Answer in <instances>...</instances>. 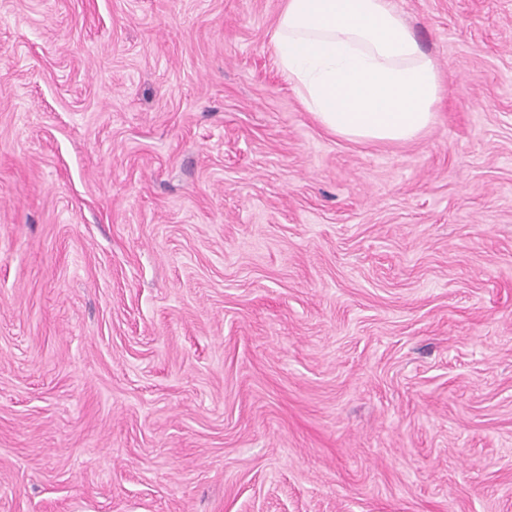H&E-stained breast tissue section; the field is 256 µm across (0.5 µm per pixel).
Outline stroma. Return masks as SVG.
Masks as SVG:
<instances>
[{
  "instance_id": "1",
  "label": "stroma",
  "mask_w": 512,
  "mask_h": 512,
  "mask_svg": "<svg viewBox=\"0 0 512 512\" xmlns=\"http://www.w3.org/2000/svg\"><path fill=\"white\" fill-rule=\"evenodd\" d=\"M395 3L372 144L282 0H0V512H512V0ZM272 41L305 107L334 135L403 142L435 120L441 74L393 0H284Z\"/></svg>"
}]
</instances>
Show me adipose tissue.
Masks as SVG:
<instances>
[{"label":"adipose tissue","mask_w":512,"mask_h":512,"mask_svg":"<svg viewBox=\"0 0 512 512\" xmlns=\"http://www.w3.org/2000/svg\"><path fill=\"white\" fill-rule=\"evenodd\" d=\"M280 68L322 127L359 142H403L435 120L441 74L393 0H284Z\"/></svg>","instance_id":"obj_1"}]
</instances>
